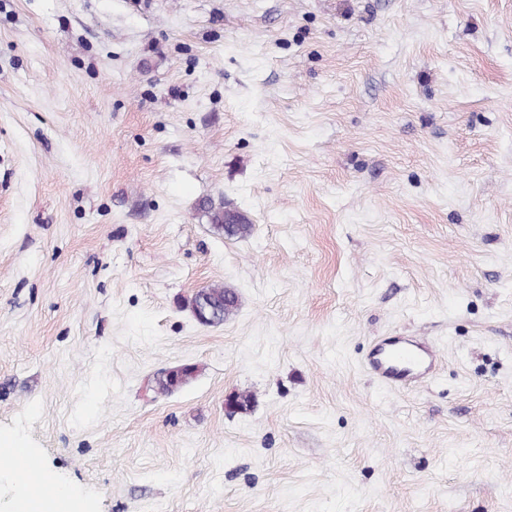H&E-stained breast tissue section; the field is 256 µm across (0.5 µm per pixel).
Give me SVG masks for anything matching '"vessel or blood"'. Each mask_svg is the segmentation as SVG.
<instances>
[{"label": "vessel or blood", "mask_w": 512, "mask_h": 512, "mask_svg": "<svg viewBox=\"0 0 512 512\" xmlns=\"http://www.w3.org/2000/svg\"><path fill=\"white\" fill-rule=\"evenodd\" d=\"M442 362L439 347L416 336H388L378 340L365 355L367 373L378 383L404 387L431 379ZM0 458L10 462L19 474L28 477L26 486L29 501L52 497L54 488L48 479H34L35 461L7 441L0 440Z\"/></svg>", "instance_id": "vessel-or-blood-1"}]
</instances>
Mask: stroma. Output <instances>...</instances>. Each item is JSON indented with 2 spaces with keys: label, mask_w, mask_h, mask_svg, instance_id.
I'll list each match as a JSON object with an SVG mask.
<instances>
[{
  "label": "stroma",
  "mask_w": 512,
  "mask_h": 512,
  "mask_svg": "<svg viewBox=\"0 0 512 512\" xmlns=\"http://www.w3.org/2000/svg\"><path fill=\"white\" fill-rule=\"evenodd\" d=\"M1 437L85 512H512V0H0ZM201 209L209 218L210 223L226 238H245L252 231L249 219L237 209L226 206L216 207L212 203L203 202ZM239 298L236 292L224 286L201 288L189 301L196 319L209 326L224 324L238 309ZM202 313L203 320L199 317ZM442 363L439 347L416 336H388L365 355L367 373L378 383L404 387L431 379ZM194 367L183 366L161 372L153 379V390L160 394H172L185 385L194 375Z\"/></svg>",
  "instance_id": "35a3bbf8"
}]
</instances>
